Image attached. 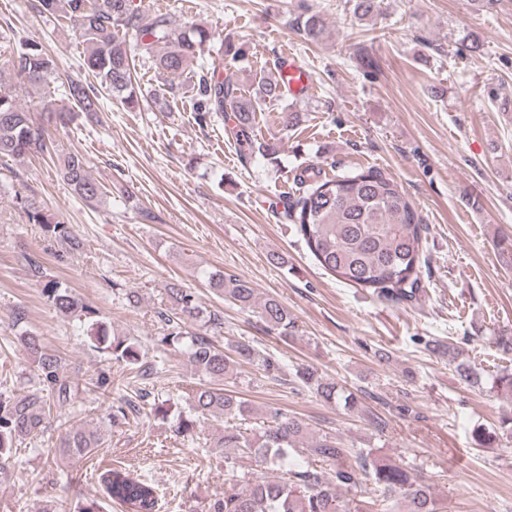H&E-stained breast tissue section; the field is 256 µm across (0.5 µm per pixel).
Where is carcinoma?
I'll use <instances>...</instances> for the list:
<instances>
[{
	"instance_id": "obj_1",
	"label": "carcinoma",
	"mask_w": 512,
	"mask_h": 512,
	"mask_svg": "<svg viewBox=\"0 0 512 512\" xmlns=\"http://www.w3.org/2000/svg\"><path fill=\"white\" fill-rule=\"evenodd\" d=\"M354 18L363 20L380 14L381 0H352ZM31 7L46 18H63L73 26L82 44V66L100 79V85L68 80L62 83L61 103L43 106L46 121L37 124L23 108L17 84L37 88L57 69L55 58L37 42L20 40L8 59L16 79L0 83V156L19 159L48 150L50 129L70 126L79 113L100 109L106 92L126 109H140L143 95L134 77L135 58L144 59L168 77L152 93L153 100L175 97L188 90L195 123L207 127L230 112L234 125L227 134L247 151L272 156L276 144L251 137L254 112L265 102H279L286 92L276 78H261L257 96L242 90L234 73L216 64H200L197 81L190 88L177 82L194 66L210 41L208 28L181 27L166 14L144 21L133 0H32ZM326 21L318 11L300 20V32L319 41ZM61 173L74 193L87 202L100 203L106 197L102 185L88 174L86 159L79 153L66 155ZM295 192L279 200L282 216L294 225L300 240L317 264L341 282L372 291L380 299L413 303L424 291L421 278L425 262L427 227L399 184L378 168L355 170L329 176L310 164L294 175ZM28 222L37 224L43 235L70 249L80 248L68 224L32 199L21 200ZM213 293L230 300L239 309L256 315L265 330L280 338L295 333L296 321L280 300L258 299L247 279L224 271L205 274ZM170 306L157 311L166 327L160 344L174 347L187 357L199 374L224 380L233 373V363L257 360L268 373L281 371L279 362L261 355L254 345L237 341L231 346L235 358L214 346L205 328H220L223 317L204 308L196 292L176 283L165 288ZM47 301L66 317L89 323L92 347L109 359L131 368L143 369L145 353L130 337L115 336L96 311L59 282L49 280L43 288ZM37 372V384L19 391L0 392V476L8 477L16 444L44 432L53 407L73 402L79 383L64 375L58 355L48 351L41 334L24 330L18 336ZM425 348L456 362L451 344L428 340ZM456 373L469 386L484 387L482 371L466 362H456ZM295 380L312 387L326 404L346 411L360 407L357 395L333 381L319 377L315 370L295 369ZM491 389L512 400V371L500 370L492 377ZM189 414H181L173 426L179 436H193L206 421L224 423L209 442L224 449V495L213 499L208 512H357L340 491L351 490L369 479L375 485L373 512H442V505L424 480L412 475L391 459L374 454L370 448H350L342 439L327 434L309 439L306 425L284 411L269 407L263 420L241 397L210 384L197 386L188 397ZM104 428L74 425L60 438L59 456L78 462L102 446ZM307 454L306 467L297 468L295 454ZM261 465L276 472L272 480L251 476L246 464ZM109 501L127 512H159V494L151 482L134 477L124 469H107L99 476Z\"/></svg>"
}]
</instances>
